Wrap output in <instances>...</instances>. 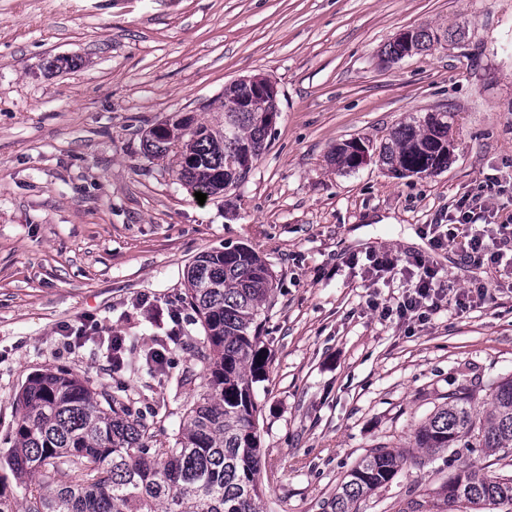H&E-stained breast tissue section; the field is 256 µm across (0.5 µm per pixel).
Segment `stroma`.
I'll use <instances>...</instances> for the list:
<instances>
[{"label": "stroma", "mask_w": 512, "mask_h": 512, "mask_svg": "<svg viewBox=\"0 0 512 512\" xmlns=\"http://www.w3.org/2000/svg\"><path fill=\"white\" fill-rule=\"evenodd\" d=\"M403 29L440 40L388 61ZM257 75L279 90L267 148L238 187L198 203L146 138L181 111L223 122L225 85ZM445 111L454 151L434 175L329 160ZM486 177L502 190L473 220L498 225L512 214V0H0V458L15 393L46 369L122 387L154 445L170 440L203 383L187 268L244 244L275 277L256 385L262 512H326L378 449L408 462L357 512L426 503L483 459L449 462L414 447L415 430L450 393L479 405L512 377V269L469 263L459 240L432 245ZM372 251L437 262L450 294L421 322L383 314L411 282L368 285L350 259ZM475 282L484 301L459 311L454 289ZM164 341L165 370L147 374Z\"/></svg>", "instance_id": "1"}]
</instances>
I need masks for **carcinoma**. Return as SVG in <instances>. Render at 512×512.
I'll return each mask as SVG.
<instances>
[{
  "instance_id": "obj_1",
  "label": "carcinoma",
  "mask_w": 512,
  "mask_h": 512,
  "mask_svg": "<svg viewBox=\"0 0 512 512\" xmlns=\"http://www.w3.org/2000/svg\"><path fill=\"white\" fill-rule=\"evenodd\" d=\"M278 104L261 99L240 79L224 87V125L190 127L171 118L162 133L150 132L153 156L181 154L178 171L194 191L217 195L238 174L227 159H259L267 148L266 111ZM450 113L398 125L378 153L401 177L431 175L448 167ZM337 165L356 167L354 145L332 152ZM187 294L205 338L199 351L204 391L186 408V424L171 446L153 448L145 425L108 387L63 371L33 376L17 394L18 418L12 455L5 464L25 485L18 502L0 486V512H259L261 437L255 384L264 379L267 357L261 315L273 285L267 264L240 244L199 255L187 269ZM418 448L465 449L502 460L512 455V378L498 383L484 409L467 393H454L414 432ZM403 453L379 450L350 470L330 512H356L359 499L391 482ZM436 512H462L461 505L512 506V473L466 466L436 492Z\"/></svg>"
}]
</instances>
